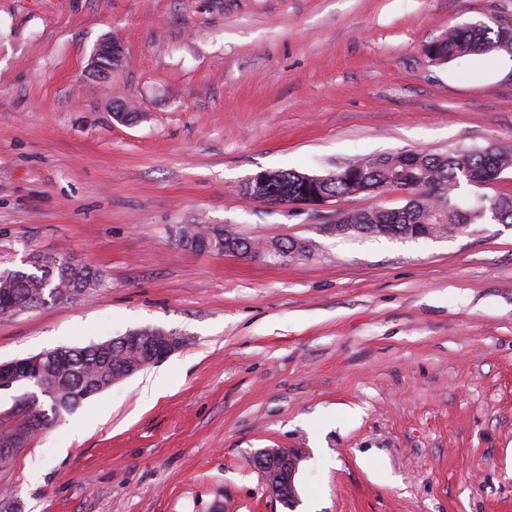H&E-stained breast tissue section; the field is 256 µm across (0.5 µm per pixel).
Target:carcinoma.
I'll use <instances>...</instances> for the list:
<instances>
[{"instance_id": "obj_1", "label": "carcinoma", "mask_w": 512, "mask_h": 512, "mask_svg": "<svg viewBox=\"0 0 512 512\" xmlns=\"http://www.w3.org/2000/svg\"><path fill=\"white\" fill-rule=\"evenodd\" d=\"M492 52L512 53V29L500 27L496 32L483 23L450 27L437 39L426 44L430 61L437 65L467 56H484ZM512 169V149L474 147L448 153L403 151L358 159L343 169L323 175L321 179L295 169L266 171L257 174L253 189L284 203L314 195L327 199L374 193L394 186L408 192L404 206L396 209L374 208L345 213L337 219L343 235L383 236L388 238L437 237L455 233L469 224L497 215L499 224H512V194L484 197L472 207L453 202V193L461 182L484 185L501 178ZM183 247L190 250L224 252V241L240 242L238 256L248 257L272 248L284 253L294 246V239L271 240L258 245V240L244 237L229 226L186 224L179 229ZM56 260H42L35 255L29 260L33 271L1 270L0 314L20 311L44 303L50 297L63 300L85 295L104 286L103 275L65 253ZM63 364L49 362L42 376L46 387L40 395L49 401V409L38 404L35 393L16 398L23 413L22 422L0 434V457L10 455L3 442L30 429L38 434L63 414L74 411L85 399L107 389L112 376L133 365L143 370L150 366L132 350L117 344L107 351L94 345L69 347Z\"/></svg>"}]
</instances>
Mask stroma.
I'll use <instances>...</instances> for the list:
<instances>
[{"mask_svg":"<svg viewBox=\"0 0 512 512\" xmlns=\"http://www.w3.org/2000/svg\"><path fill=\"white\" fill-rule=\"evenodd\" d=\"M474 22L512 27V0H0V269L64 251L106 276L0 315V363L182 339L0 461V512H512V224L339 235L341 214L405 196L241 191L265 170L512 149V55L422 52ZM108 39L124 59L103 77ZM186 224L316 249L192 252ZM264 448L300 458L292 507L252 463ZM100 57L107 58L108 62L112 64V67L118 66L122 61L123 50L120 45L110 41H104L96 50L91 61V68L98 72H103V69L110 70L111 66L109 64H103L99 59Z\"/></svg>","mask_w":512,"mask_h":512,"instance_id":"35a3bbf8","label":"stroma"}]
</instances>
